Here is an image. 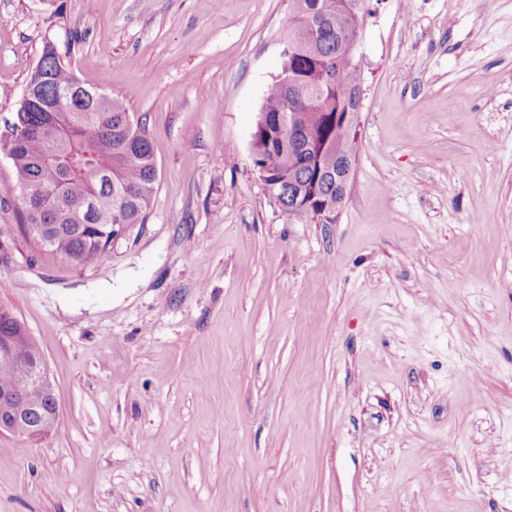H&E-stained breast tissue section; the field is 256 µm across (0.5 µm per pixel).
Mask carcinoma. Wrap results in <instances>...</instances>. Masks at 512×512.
<instances>
[{
    "instance_id": "obj_1",
    "label": "carcinoma",
    "mask_w": 512,
    "mask_h": 512,
    "mask_svg": "<svg viewBox=\"0 0 512 512\" xmlns=\"http://www.w3.org/2000/svg\"><path fill=\"white\" fill-rule=\"evenodd\" d=\"M281 73L268 86L262 113L299 112L294 126L267 125L252 139L254 170L287 215L336 220V179L325 172L328 152L342 146L348 166L356 162L355 137L342 124L359 111L362 80L359 57L345 46L356 40L355 19L365 0H292ZM48 41L26 91L32 100L18 106L13 121L22 137L0 136L22 190L29 225L51 226V238L37 245L75 267L106 259L117 225L140 223L156 189L157 167L146 130L133 124L124 103L97 92L53 112L57 92L77 82L68 58ZM88 205L91 219L77 218ZM29 385V371L0 360V386L17 391Z\"/></svg>"
}]
</instances>
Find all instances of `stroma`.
<instances>
[{"label": "stroma", "mask_w": 512, "mask_h": 512, "mask_svg": "<svg viewBox=\"0 0 512 512\" xmlns=\"http://www.w3.org/2000/svg\"><path fill=\"white\" fill-rule=\"evenodd\" d=\"M291 0H0V127L46 40L123 99L159 179L78 269L0 151V306L57 423L0 430V512H512V0H367L335 223L251 139Z\"/></svg>", "instance_id": "35a3bbf8"}]
</instances>
